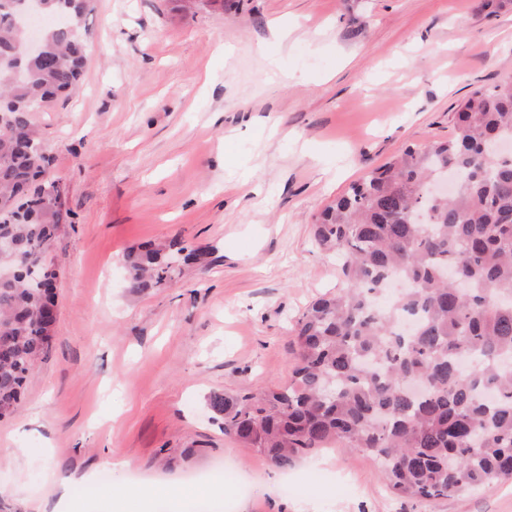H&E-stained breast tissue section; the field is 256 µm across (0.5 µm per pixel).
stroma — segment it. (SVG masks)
Masks as SVG:
<instances>
[{"instance_id":"obj_1","label":"stroma","mask_w":512,"mask_h":512,"mask_svg":"<svg viewBox=\"0 0 512 512\" xmlns=\"http://www.w3.org/2000/svg\"><path fill=\"white\" fill-rule=\"evenodd\" d=\"M77 90L34 113L71 212L51 346L0 420V512H113L225 466L232 512H512V480L409 500L375 459L333 446L289 472L226 436L215 392L287 382L290 329L340 286L321 212L406 146L447 139L477 89L512 73V0H93ZM276 63L267 80L264 57ZM195 250L184 262L173 245ZM171 255L132 293L125 254ZM104 492L93 481L105 459Z\"/></svg>"}]
</instances>
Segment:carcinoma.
<instances>
[{"label": "carcinoma", "mask_w": 512, "mask_h": 512, "mask_svg": "<svg viewBox=\"0 0 512 512\" xmlns=\"http://www.w3.org/2000/svg\"><path fill=\"white\" fill-rule=\"evenodd\" d=\"M43 52L0 12V405L17 409L47 352L46 256L69 211L47 174L31 115L72 91L87 63L92 0H43ZM25 77L17 79L15 69ZM512 76L474 91L446 141L408 146L326 207L316 243L340 257L342 287L314 299L293 328V373L256 394L213 393L211 419L279 470L330 445L361 448L404 499L512 480ZM126 287L163 285L169 263L141 246ZM393 278L407 288L386 299Z\"/></svg>", "instance_id": "cac0c4a2"}]
</instances>
